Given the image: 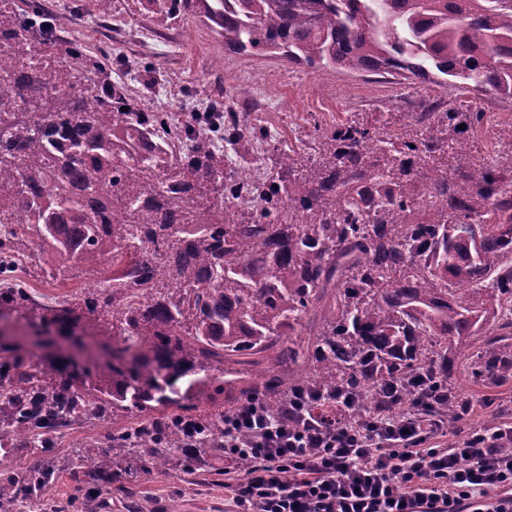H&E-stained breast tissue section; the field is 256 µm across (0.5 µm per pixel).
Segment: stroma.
<instances>
[{
    "mask_svg": "<svg viewBox=\"0 0 512 512\" xmlns=\"http://www.w3.org/2000/svg\"><path fill=\"white\" fill-rule=\"evenodd\" d=\"M39 2L52 19L59 41H77L105 58L112 82L140 111L170 112L178 125L192 113L206 110L213 100L228 99L249 112L251 122L267 132L263 159L273 166L277 151L295 149L315 155L320 130L343 123L350 114L373 122L391 113L408 122L414 101L455 100L486 113L488 123L512 122V100L492 94L462 92L447 84L349 73L333 68L291 64L274 54H239L193 17L170 19L153 11L147 0H112L109 16H99L91 0H15L20 9ZM41 261L32 253L18 257L14 277L28 287L33 299L60 301L80 294L91 277L80 273L63 282L45 279ZM457 384L471 408L461 426L482 428L489 417L512 420V381L488 386L462 374ZM217 465L209 455L198 464L170 469L146 468L121 474L111 496L93 491L92 480L80 470L64 471L54 491L68 512H225L224 483L211 476Z\"/></svg>",
    "mask_w": 512,
    "mask_h": 512,
    "instance_id": "35a3bbf8",
    "label": "stroma"
}]
</instances>
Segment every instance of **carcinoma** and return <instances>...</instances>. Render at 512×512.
<instances>
[{
    "label": "carcinoma",
    "mask_w": 512,
    "mask_h": 512,
    "mask_svg": "<svg viewBox=\"0 0 512 512\" xmlns=\"http://www.w3.org/2000/svg\"><path fill=\"white\" fill-rule=\"evenodd\" d=\"M168 17L204 18L233 52L281 51L290 63L429 79L512 99V0H152ZM41 7L0 0V212L32 224L0 229V275L27 244L52 254L47 278L80 263L99 274L81 295L32 300L0 288V320L22 312L41 337L83 321L121 342L77 373L59 356L35 363L0 342V512L54 504L61 431L105 433L68 460L104 490L143 463L172 464L193 422L196 441L224 452V417L261 404L278 417L296 397L338 424L420 400L455 422L457 375L512 379V195L472 155L464 133L486 113L422 99L394 130L355 118L320 135L318 158L280 149L263 214L235 212L224 146L209 119L171 140L163 112H140L100 88L80 45L59 47ZM128 111H121V107ZM224 141L255 127L222 103ZM465 125L460 131L458 125ZM462 143L445 148L448 131ZM438 207L405 222L419 190ZM482 339L476 355L459 346ZM227 393L211 412L199 409Z\"/></svg>",
    "instance_id": "1"
}]
</instances>
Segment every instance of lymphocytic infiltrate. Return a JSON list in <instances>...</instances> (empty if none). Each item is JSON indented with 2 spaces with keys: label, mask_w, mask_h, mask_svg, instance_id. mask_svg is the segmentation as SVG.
Returning <instances> with one entry per match:
<instances>
[{
  "label": "lymphocytic infiltrate",
  "mask_w": 512,
  "mask_h": 512,
  "mask_svg": "<svg viewBox=\"0 0 512 512\" xmlns=\"http://www.w3.org/2000/svg\"><path fill=\"white\" fill-rule=\"evenodd\" d=\"M447 430L419 403L340 426L256 405L224 421V487L234 512H512V423L445 445Z\"/></svg>",
  "instance_id": "1"
}]
</instances>
